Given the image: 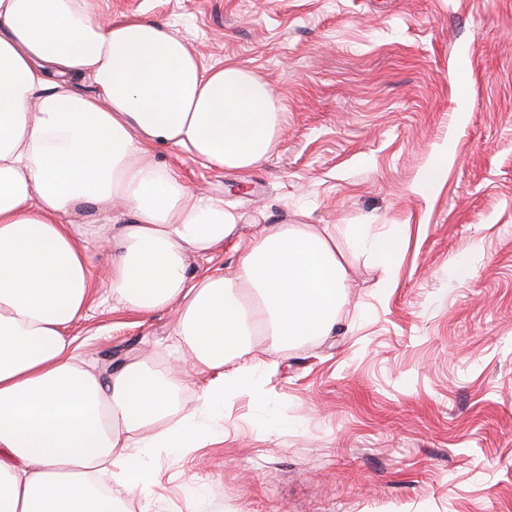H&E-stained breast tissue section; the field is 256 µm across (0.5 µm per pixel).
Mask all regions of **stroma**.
Wrapping results in <instances>:
<instances>
[{"label": "stroma", "instance_id": "stroma-1", "mask_svg": "<svg viewBox=\"0 0 512 512\" xmlns=\"http://www.w3.org/2000/svg\"><path fill=\"white\" fill-rule=\"evenodd\" d=\"M147 16L204 66L266 82L285 132L255 168L158 147L161 164L240 216L327 224L350 279L331 336L265 354L259 388L225 401L202 447L152 458L127 512H512V0H87ZM446 175L416 189L431 165ZM402 232L381 267L353 225ZM174 313L96 292L69 327L109 373L178 356Z\"/></svg>", "mask_w": 512, "mask_h": 512}]
</instances>
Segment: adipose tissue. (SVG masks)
Segmentation results:
<instances>
[{
    "mask_svg": "<svg viewBox=\"0 0 512 512\" xmlns=\"http://www.w3.org/2000/svg\"><path fill=\"white\" fill-rule=\"evenodd\" d=\"M282 134L266 83L235 61L203 69L160 21L95 18L84 0H0V512H124L150 490L153 456L200 447L206 419L253 390L254 337L280 355L331 333L349 276L331 229L239 236L236 214L156 158L165 145L253 168ZM101 237L113 302L176 308L173 367L136 357L104 375L67 336L92 301L86 244ZM228 239L232 269L188 277V253ZM190 367L217 377L179 413Z\"/></svg>",
    "mask_w": 512,
    "mask_h": 512,
    "instance_id": "ef3b65f1",
    "label": "adipose tissue"
}]
</instances>
